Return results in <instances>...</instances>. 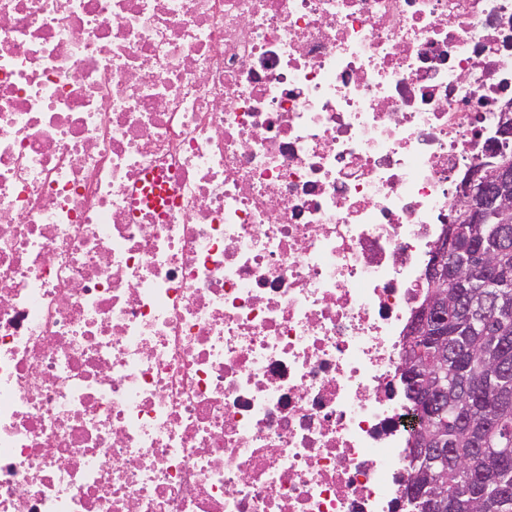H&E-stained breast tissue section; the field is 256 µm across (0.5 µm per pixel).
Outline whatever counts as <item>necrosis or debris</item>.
<instances>
[{"label":"necrosis or debris","instance_id":"1","mask_svg":"<svg viewBox=\"0 0 512 512\" xmlns=\"http://www.w3.org/2000/svg\"><path fill=\"white\" fill-rule=\"evenodd\" d=\"M511 103L512 0H0V512H404Z\"/></svg>","mask_w":512,"mask_h":512}]
</instances>
